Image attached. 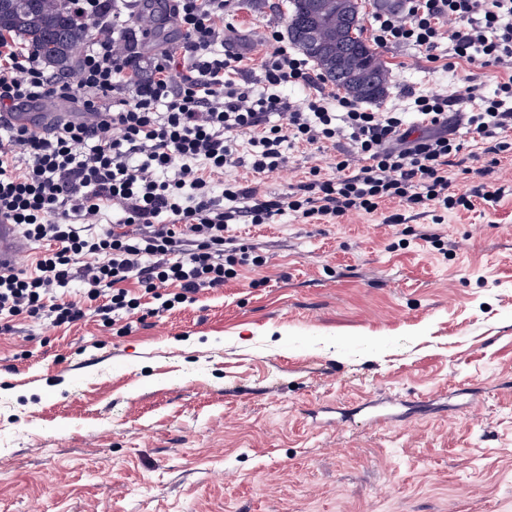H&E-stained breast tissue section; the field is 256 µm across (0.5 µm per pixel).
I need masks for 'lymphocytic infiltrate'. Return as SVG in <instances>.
Instances as JSON below:
<instances>
[{
	"instance_id": "lymphocytic-infiltrate-1",
	"label": "lymphocytic infiltrate",
	"mask_w": 512,
	"mask_h": 512,
	"mask_svg": "<svg viewBox=\"0 0 512 512\" xmlns=\"http://www.w3.org/2000/svg\"><path fill=\"white\" fill-rule=\"evenodd\" d=\"M140 2L69 0L91 27L70 78L0 39V223L41 247L33 267L0 271L1 334L21 318L61 327L90 316L129 333L154 311L267 265L236 225L287 211L307 224L352 214L402 224L420 208L441 224L473 206L455 190L458 175L487 177L512 156V0H405L403 14L375 16L376 46H408L451 71L464 62L496 82L492 94L476 83L456 101L418 95L409 112L327 90L287 48L257 61L228 50L224 18L237 0H170L180 52L158 51L141 76ZM254 77L266 93L255 94ZM288 87L308 95L291 101ZM47 98L75 104L79 119L47 132L8 122ZM274 114L282 124H271ZM343 133L353 148L335 177L315 164L287 195L261 194L259 179L287 166V146L317 156ZM229 166L248 167L250 180L225 181Z\"/></svg>"
}]
</instances>
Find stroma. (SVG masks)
<instances>
[{
  "instance_id": "35a3bbf8",
  "label": "stroma",
  "mask_w": 512,
  "mask_h": 512,
  "mask_svg": "<svg viewBox=\"0 0 512 512\" xmlns=\"http://www.w3.org/2000/svg\"><path fill=\"white\" fill-rule=\"evenodd\" d=\"M285 3L241 0L230 48L258 54ZM379 54V110L472 84ZM488 180L497 202L436 226L238 225L268 266L125 335L16 321L0 512H512V163Z\"/></svg>"
}]
</instances>
